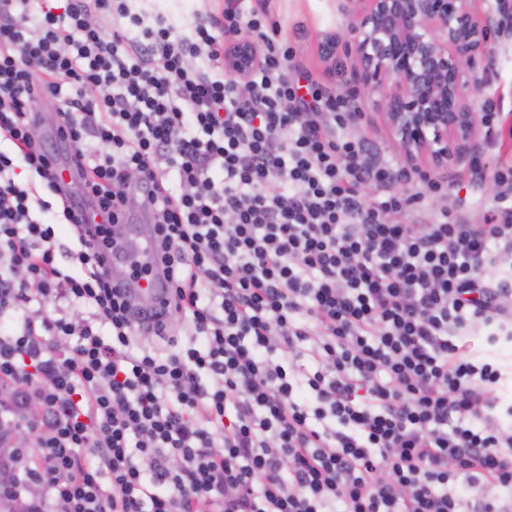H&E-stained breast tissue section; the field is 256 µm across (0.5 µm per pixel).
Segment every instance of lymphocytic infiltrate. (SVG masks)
I'll return each instance as SVG.
<instances>
[{"label": "lymphocytic infiltrate", "instance_id": "1", "mask_svg": "<svg viewBox=\"0 0 512 512\" xmlns=\"http://www.w3.org/2000/svg\"><path fill=\"white\" fill-rule=\"evenodd\" d=\"M63 2L0 0V416L33 433L46 494L66 512H512L502 374L471 353L478 331L512 342V193L480 224L425 217L443 185L395 190L349 131L352 95L295 81L266 0H227L187 35L128 0ZM245 32L259 63L240 77L224 62ZM44 98L80 196L55 179ZM135 196L157 261L132 278L164 309L103 266ZM59 222L82 275L56 261ZM62 300L90 318L45 316ZM176 313L198 344L132 351ZM458 481L480 497L463 504Z\"/></svg>", "mask_w": 512, "mask_h": 512}]
</instances>
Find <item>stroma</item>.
<instances>
[{"label":"stroma","mask_w":512,"mask_h":512,"mask_svg":"<svg viewBox=\"0 0 512 512\" xmlns=\"http://www.w3.org/2000/svg\"><path fill=\"white\" fill-rule=\"evenodd\" d=\"M224 4L225 0L130 2L132 10L143 14L146 19L161 15L182 31L193 25L199 12L215 11L223 8ZM268 9L293 47L299 66L323 89H343L341 74L355 68L356 60L351 57L328 59L321 53L322 42L343 27L341 0H268ZM480 75L482 90L472 96L473 108L482 111L485 100L489 98L497 102L501 134L495 137L480 133L476 153L488 168L512 165V21L503 20L500 33L491 43V62L481 70ZM356 104L359 115L352 127L353 134L368 140L382 158L391 160L395 169H402L400 157L377 120L370 98L357 96ZM435 179L447 187L448 193L429 198L426 204L429 212L436 213L457 205L467 214L470 223L477 224L482 222L485 211L495 203L497 194L492 190L493 178L488 176L482 182H475L469 165L436 174ZM472 348L476 357L493 360L503 373L494 396L497 414H504L506 408L512 406V344L501 343L492 347L485 336L479 334L473 336Z\"/></svg>","instance_id":"stroma-1"}]
</instances>
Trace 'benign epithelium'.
<instances>
[{"instance_id": "benign-epithelium-1", "label": "benign epithelium", "mask_w": 512, "mask_h": 512, "mask_svg": "<svg viewBox=\"0 0 512 512\" xmlns=\"http://www.w3.org/2000/svg\"><path fill=\"white\" fill-rule=\"evenodd\" d=\"M342 32L322 54L353 56L348 84L374 101L394 146L410 170L430 173L468 162L476 152L479 114L466 91L481 85L479 70L494 24L472 0H355ZM257 60L249 38L233 46L236 73Z\"/></svg>"}]
</instances>
